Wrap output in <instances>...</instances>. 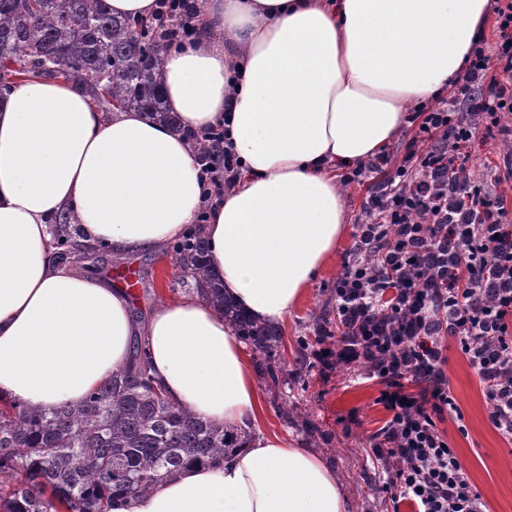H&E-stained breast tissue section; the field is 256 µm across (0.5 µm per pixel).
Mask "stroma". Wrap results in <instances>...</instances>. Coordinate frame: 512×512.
I'll return each mask as SVG.
<instances>
[{
  "mask_svg": "<svg viewBox=\"0 0 512 512\" xmlns=\"http://www.w3.org/2000/svg\"><path fill=\"white\" fill-rule=\"evenodd\" d=\"M343 203L350 223L336 255L283 327L281 354L288 372L280 388L270 386L261 355H253L255 381L267 411L263 427L290 436L296 444L319 453L341 477L350 512H392L383 485L381 465L371 452L372 436L383 426L386 412L376 404L377 385L357 379L352 369L324 375L310 365L304 345L314 342L318 325L337 330L334 284L347 262L354 224L362 214L367 188L344 185ZM83 274L136 295L141 318H149L162 302L188 295L178 283L171 257L155 251L123 255L120 265L103 259L84 262ZM448 380L465 415L468 437L450 432L449 438L483 495L490 512H512V441L488 421L478 379L457 351H450Z\"/></svg>",
  "mask_w": 512,
  "mask_h": 512,
  "instance_id": "obj_1",
  "label": "stroma"
}]
</instances>
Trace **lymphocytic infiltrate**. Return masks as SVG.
Masks as SVG:
<instances>
[{
  "label": "lymphocytic infiltrate",
  "mask_w": 512,
  "mask_h": 512,
  "mask_svg": "<svg viewBox=\"0 0 512 512\" xmlns=\"http://www.w3.org/2000/svg\"><path fill=\"white\" fill-rule=\"evenodd\" d=\"M158 36L193 41L198 0H155ZM499 39L472 50L461 82L438 107L411 112L400 160L353 171L372 178L353 258L336 278L341 334L320 328L309 353L325 373L358 367L380 386L387 420L371 448L381 461L394 512H488L444 429L465 416L445 367L456 347L482 387L491 425L512 436V0H494ZM509 146L503 172L475 176L461 143L476 131ZM200 178L222 193L240 168L225 129L207 131Z\"/></svg>",
  "instance_id": "1"
}]
</instances>
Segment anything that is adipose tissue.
<instances>
[{
  "label": "adipose tissue",
  "mask_w": 512,
  "mask_h": 512,
  "mask_svg": "<svg viewBox=\"0 0 512 512\" xmlns=\"http://www.w3.org/2000/svg\"><path fill=\"white\" fill-rule=\"evenodd\" d=\"M491 0H202L196 42L171 51L162 90L181 130L106 114L74 83L34 78L0 97V398L80 401L142 336L177 404L241 430L216 467H190L112 512H348L315 452L263 433L235 329L198 294L145 326L108 283L58 265L54 218L114 253L178 239L201 209L208 263L238 306L282 324L336 253L340 170L380 155L407 115L466 67ZM225 123L242 167L207 197L185 130Z\"/></svg>",
  "instance_id": "1"
}]
</instances>
